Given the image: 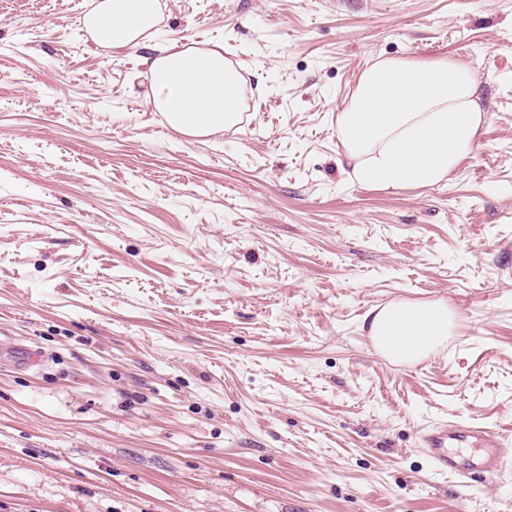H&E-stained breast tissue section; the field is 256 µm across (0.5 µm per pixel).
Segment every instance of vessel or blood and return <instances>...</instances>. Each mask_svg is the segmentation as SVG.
<instances>
[{
	"mask_svg": "<svg viewBox=\"0 0 512 512\" xmlns=\"http://www.w3.org/2000/svg\"><path fill=\"white\" fill-rule=\"evenodd\" d=\"M422 443L439 475L462 477L474 470L484 482L494 484L512 471V459L503 448L499 432L488 426L439 424L423 434ZM463 447L476 449V456L459 459L456 451Z\"/></svg>",
	"mask_w": 512,
	"mask_h": 512,
	"instance_id": "1",
	"label": "vessel or blood"
}]
</instances>
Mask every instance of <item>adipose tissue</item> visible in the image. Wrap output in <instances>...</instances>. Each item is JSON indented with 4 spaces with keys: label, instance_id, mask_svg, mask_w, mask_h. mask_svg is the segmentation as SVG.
I'll return each instance as SVG.
<instances>
[{
    "label": "adipose tissue",
    "instance_id": "1",
    "mask_svg": "<svg viewBox=\"0 0 512 512\" xmlns=\"http://www.w3.org/2000/svg\"><path fill=\"white\" fill-rule=\"evenodd\" d=\"M160 21V0H94L84 26L104 46L136 51ZM135 63L150 76V102L172 129L206 136L237 121L241 79L223 49L174 39ZM483 121L480 82L469 68L451 59L378 61L340 113L337 135L355 177L389 190L451 177L472 155ZM456 319L443 301H396L362 321L380 354L417 362L447 340Z\"/></svg>",
    "mask_w": 512,
    "mask_h": 512
}]
</instances>
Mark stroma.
<instances>
[{"label": "stroma", "mask_w": 512, "mask_h": 512, "mask_svg": "<svg viewBox=\"0 0 512 512\" xmlns=\"http://www.w3.org/2000/svg\"><path fill=\"white\" fill-rule=\"evenodd\" d=\"M92 3L0 0V512H512V476L440 477L420 438L490 424L512 452V0H161L152 43L243 78L205 138ZM391 58L482 81L451 180L352 176L337 116ZM399 300L460 315L416 364L362 325Z\"/></svg>", "instance_id": "35a3bbf8"}]
</instances>
